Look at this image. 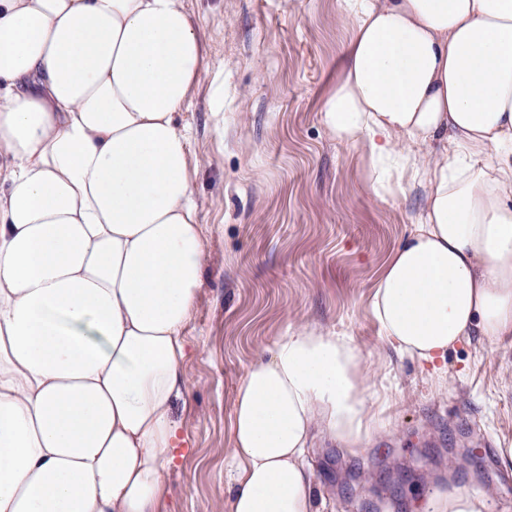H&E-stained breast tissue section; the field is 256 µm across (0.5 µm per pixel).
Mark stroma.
<instances>
[{"label":"stroma","mask_w":512,"mask_h":512,"mask_svg":"<svg viewBox=\"0 0 512 512\" xmlns=\"http://www.w3.org/2000/svg\"><path fill=\"white\" fill-rule=\"evenodd\" d=\"M209 68L182 110L207 260L188 325L184 420L161 512H227L233 396L289 326L350 336L378 414L349 447L316 434L306 462L320 512H432L474 491L512 512V335L449 349L441 376L382 339L370 299L413 228L419 191L379 198L364 148L321 124L350 23L339 0H184ZM492 441L491 455L480 446Z\"/></svg>","instance_id":"stroma-1"}]
</instances>
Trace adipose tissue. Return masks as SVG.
Returning a JSON list of instances; mask_svg holds the SVG:
<instances>
[{
  "instance_id": "ef3b65f1",
  "label": "adipose tissue",
  "mask_w": 512,
  "mask_h": 512,
  "mask_svg": "<svg viewBox=\"0 0 512 512\" xmlns=\"http://www.w3.org/2000/svg\"><path fill=\"white\" fill-rule=\"evenodd\" d=\"M322 125L379 197L423 191L371 308L439 370L512 335V0H341ZM207 70L183 0H0V512H159L183 444L205 237L178 115ZM350 337L289 328L237 387L228 512H317L316 434L377 415Z\"/></svg>"
}]
</instances>
